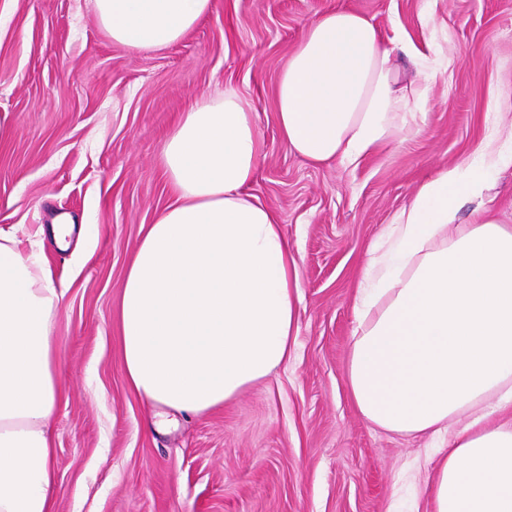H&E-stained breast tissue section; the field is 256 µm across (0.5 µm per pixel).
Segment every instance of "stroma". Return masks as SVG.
<instances>
[{
    "instance_id": "obj_1",
    "label": "stroma",
    "mask_w": 512,
    "mask_h": 512,
    "mask_svg": "<svg viewBox=\"0 0 512 512\" xmlns=\"http://www.w3.org/2000/svg\"><path fill=\"white\" fill-rule=\"evenodd\" d=\"M346 7L383 39L451 64L424 116L358 164L287 151L275 87L316 14ZM232 90L258 116L264 157L247 192L282 224L296 259L295 348L224 405L154 411L128 385L119 311L147 224L172 201L167 132L197 99ZM512 129V0H215L162 51L113 44L93 0H0V231L22 253L55 216L92 239L40 257L64 296L52 318L62 397L49 423L54 512H432L428 439L366 421L348 392L354 306L372 248L420 186L469 168ZM486 215L512 225V164L493 166Z\"/></svg>"
}]
</instances>
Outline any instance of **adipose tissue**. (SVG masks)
Returning <instances> with one entry per match:
<instances>
[{"label": "adipose tissue", "instance_id": "obj_1", "mask_svg": "<svg viewBox=\"0 0 512 512\" xmlns=\"http://www.w3.org/2000/svg\"><path fill=\"white\" fill-rule=\"evenodd\" d=\"M114 44L163 50L213 0H94ZM428 83L397 67L376 26L351 9L316 14L276 86L288 151L313 165L355 163L400 121L423 114ZM262 143L235 92L202 98L171 128L160 166L173 203L145 229L120 307L123 367L147 403L197 415L287 362L295 343L296 261L283 227L244 193ZM486 161L446 168L389 225L374 288L355 302L348 389L359 413L398 434L447 436L430 475L433 512H512V227L459 226L484 202ZM65 217L30 254L0 232V512H53L48 423L61 396L51 320L63 294L38 249L70 246Z\"/></svg>", "mask_w": 512, "mask_h": 512}]
</instances>
